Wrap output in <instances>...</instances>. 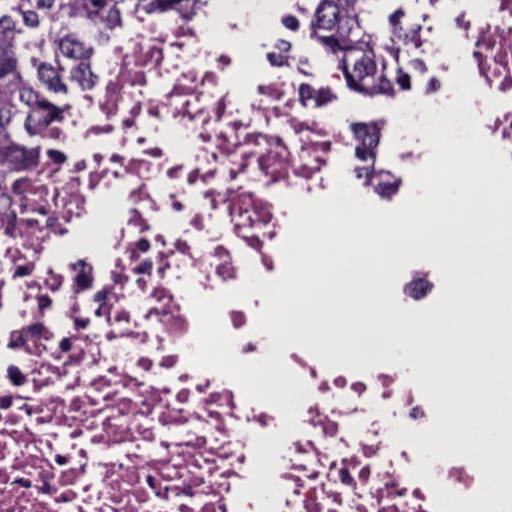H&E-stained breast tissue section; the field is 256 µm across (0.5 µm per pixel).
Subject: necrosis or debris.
Returning <instances> with one entry per match:
<instances>
[{"mask_svg": "<svg viewBox=\"0 0 512 512\" xmlns=\"http://www.w3.org/2000/svg\"><path fill=\"white\" fill-rule=\"evenodd\" d=\"M267 2L246 23L247 0L130 20L93 95L44 128L12 215H0V512H259L237 494L254 436L278 432L282 416L189 364L198 323L182 284L211 297L251 267L277 278L283 196L329 195L341 164L362 197L391 208L354 170L391 142L398 170L431 153L397 133L387 109L350 123L326 110L329 82L295 59L271 64L284 0ZM426 3L417 50L452 70L439 41L447 13L480 91L481 130L512 158V0ZM440 291L418 262L397 286L413 308ZM262 306L222 310L241 359L269 349L254 330ZM285 362L310 396L278 456L279 512H435L431 487L410 475L415 450L391 439L393 422L434 420L411 367L330 370L300 347ZM432 472L463 496L482 484L462 458Z\"/></svg>", "mask_w": 512, "mask_h": 512, "instance_id": "1", "label": "necrosis or debris"}]
</instances>
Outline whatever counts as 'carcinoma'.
Here are the masks:
<instances>
[{
  "instance_id": "obj_1",
  "label": "carcinoma",
  "mask_w": 512,
  "mask_h": 512,
  "mask_svg": "<svg viewBox=\"0 0 512 512\" xmlns=\"http://www.w3.org/2000/svg\"><path fill=\"white\" fill-rule=\"evenodd\" d=\"M185 0H0V201L10 199L9 176L24 166L43 124L62 112L59 95L95 74V44L139 13L176 10ZM372 0H304L295 8L310 21V37L332 40L358 57L361 96L387 99L408 85L400 64L416 43V28L397 18L382 39L370 22Z\"/></svg>"
}]
</instances>
